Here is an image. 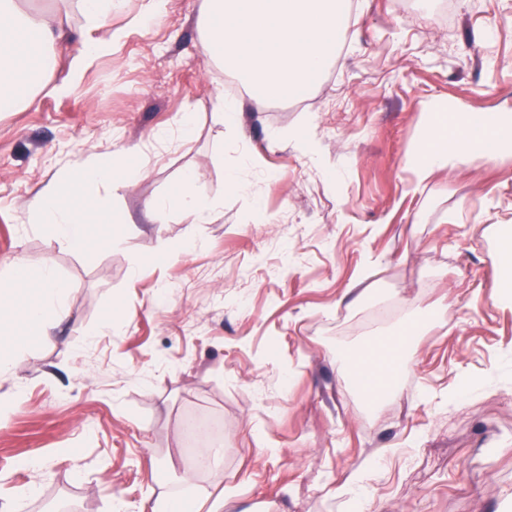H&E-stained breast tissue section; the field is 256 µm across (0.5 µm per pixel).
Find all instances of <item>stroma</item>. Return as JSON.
Wrapping results in <instances>:
<instances>
[{
    "mask_svg": "<svg viewBox=\"0 0 512 512\" xmlns=\"http://www.w3.org/2000/svg\"><path fill=\"white\" fill-rule=\"evenodd\" d=\"M145 2L113 12L121 41L67 95L54 88L68 57L102 33L75 0L21 2L73 36L33 103L0 112V277L17 257L52 264L69 320L41 336L25 317L35 295L7 310L25 347L0 375V512H111L118 492L140 512L182 473L191 418L224 435L220 466L185 493L231 512H354L337 489L370 459L368 512H512V306L494 301L492 259L512 225V157L424 188L407 167L431 103L512 108V0H350L326 73L302 98L246 107L241 129L217 110L240 80L200 51L203 0H165L150 25ZM299 130L317 153L290 142ZM119 147L143 175L106 198L86 250L30 220L57 172ZM232 163L248 193H225ZM188 173L223 211L147 214ZM363 266L374 298L354 304ZM115 307L122 325L104 328ZM414 319L426 330L395 393L367 406L344 353Z\"/></svg>",
    "mask_w": 512,
    "mask_h": 512,
    "instance_id": "35a3bbf8",
    "label": "stroma"
}]
</instances>
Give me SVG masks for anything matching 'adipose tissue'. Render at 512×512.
<instances>
[{
	"label": "adipose tissue",
	"mask_w": 512,
	"mask_h": 512,
	"mask_svg": "<svg viewBox=\"0 0 512 512\" xmlns=\"http://www.w3.org/2000/svg\"><path fill=\"white\" fill-rule=\"evenodd\" d=\"M63 37L60 19L40 11L20 8L18 0H0V112L14 111L29 100L38 68L46 52ZM119 32L109 37L85 41L81 50L71 56L68 77L57 85L56 93L72 92L80 83L88 63L109 52L119 39ZM125 149L108 154H90L86 161L64 171L47 182L30 203L32 213L44 224L55 225L59 242L72 250H82L86 239L83 227L99 219L102 198L117 193L136 182L141 172L125 163ZM512 155V111L458 112L445 103H436L426 112L421 140L409 160V168L417 185L447 167H458L472 159L495 160ZM193 176H185L171 194L152 203V210L175 209L190 223L207 224L223 208V196L204 198L193 188ZM85 190L82 208H74L69 196L72 186ZM498 272L496 302L512 305V225L498 227V245L494 257ZM33 282L37 300L27 309L29 325L42 334L68 318L62 304L68 284L58 278L52 266L31 273L24 260H14L9 275L0 280V301H9L16 288ZM418 324L405 326L398 334L380 340L378 347L356 352L346 365L366 401L377 400L386 393L398 376L401 363L412 356Z\"/></svg>",
	"instance_id": "obj_1"
}]
</instances>
